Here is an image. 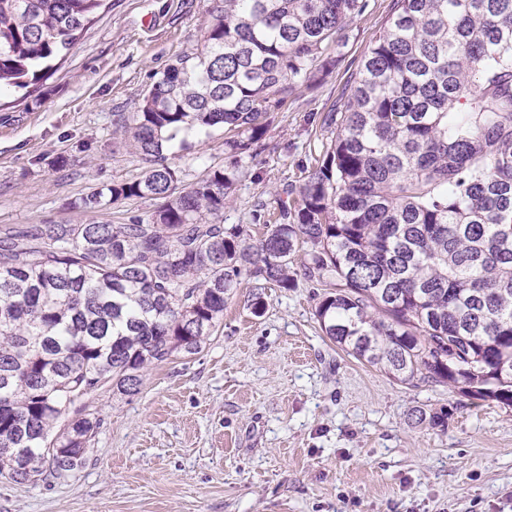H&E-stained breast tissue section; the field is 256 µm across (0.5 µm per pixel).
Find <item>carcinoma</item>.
Instances as JSON below:
<instances>
[{"mask_svg":"<svg viewBox=\"0 0 512 512\" xmlns=\"http://www.w3.org/2000/svg\"><path fill=\"white\" fill-rule=\"evenodd\" d=\"M102 6L0 0V90L43 80ZM368 7L221 0L200 50L118 120L146 169L79 200L149 199L148 222L0 228V475L67 476L100 428L90 395L138 393L142 370L202 350L241 276L288 289L297 260L327 288L317 320L347 353L512 406V0H392L275 222L257 241L224 225L273 112L333 71L331 49ZM214 128L230 166L179 187L171 142Z\"/></svg>","mask_w":512,"mask_h":512,"instance_id":"1","label":"carcinoma"}]
</instances>
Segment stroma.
Wrapping results in <instances>:
<instances>
[{"mask_svg": "<svg viewBox=\"0 0 512 512\" xmlns=\"http://www.w3.org/2000/svg\"><path fill=\"white\" fill-rule=\"evenodd\" d=\"M390 0H370L347 26L325 82L274 112L271 153L243 159L225 225L260 238L255 212L301 183L332 134L337 103L382 32ZM211 0H110L33 93L0 94V227L128 224L154 205L96 210L90 189L137 179L144 161L122 144L118 114L179 57L195 52ZM179 159L184 184L229 165L221 131ZM294 288L241 277L201 352L150 367L138 394L103 388L89 404L102 425L84 463L63 479L0 477V512H512V408L461 397L434 381L403 384L323 335L317 283ZM265 302L251 309L253 294ZM445 411L446 426L416 422Z\"/></svg>", "mask_w": 512, "mask_h": 512, "instance_id": "stroma-1", "label": "stroma"}]
</instances>
